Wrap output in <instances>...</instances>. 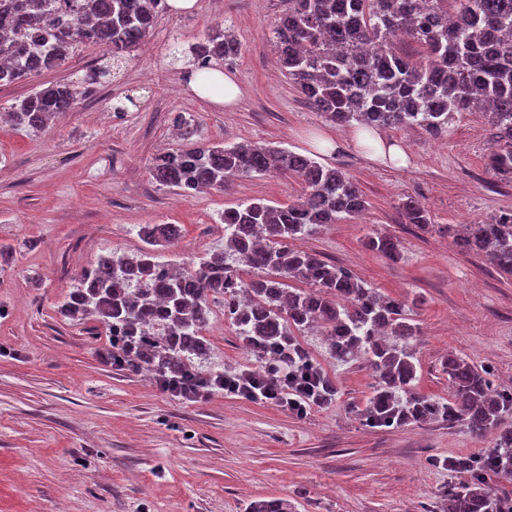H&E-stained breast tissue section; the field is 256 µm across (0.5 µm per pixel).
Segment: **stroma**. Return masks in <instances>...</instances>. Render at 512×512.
<instances>
[{
  "mask_svg": "<svg viewBox=\"0 0 512 512\" xmlns=\"http://www.w3.org/2000/svg\"><path fill=\"white\" fill-rule=\"evenodd\" d=\"M287 7L197 0L189 11L166 10L144 44L45 131L0 123V512H245L269 497L297 512H441L455 477L435 459L484 451L464 426L444 421L363 426L348 408L371 396V369L361 358L336 362L317 336L300 342L338 395L297 417L221 391L194 401L171 396L143 372L112 364L95 322L76 325L58 312L98 256L143 248L139 225H177L178 238L159 254L185 264L223 246L225 209L303 195L300 179L276 173L192 198L159 186L148 165L179 146L172 122L182 113L205 141L284 147L354 179L365 212L292 245L406 301L419 327L411 343L416 392L447 400L451 356L512 384V276L438 230L512 209V174L486 167L494 130L485 114L452 113L438 136L385 130L408 160L370 161L351 127L327 121L272 71L273 29ZM217 26L242 46L222 65L241 90L231 106L199 96L192 61L178 67L170 56ZM111 61L83 45L37 82L77 81ZM410 198L424 205L429 226L406 223L401 205ZM371 233L396 238L400 259L370 250ZM212 312L204 334L219 363L255 367L222 305Z\"/></svg>",
  "mask_w": 512,
  "mask_h": 512,
  "instance_id": "stroma-1",
  "label": "stroma"
}]
</instances>
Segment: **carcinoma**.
Instances as JSON below:
<instances>
[{"label":"carcinoma","instance_id":"1","mask_svg":"<svg viewBox=\"0 0 512 512\" xmlns=\"http://www.w3.org/2000/svg\"><path fill=\"white\" fill-rule=\"evenodd\" d=\"M165 0H22L0 10V86L61 68L81 45L122 58L154 29ZM412 40L426 57L412 62L398 43ZM278 64L297 92L326 120L371 129L419 126L439 135L450 112H485L496 130L489 166L512 173V0H288L274 29ZM241 44L216 27L193 45L201 71L229 61ZM77 86L66 78L42 84L10 106L12 125L40 132L73 109ZM186 146L153 157L152 178L192 197L221 190L228 177L287 172L305 185L300 199L275 207L262 201L224 210L227 249L189 267L159 260L156 247L178 237L175 224H143L149 248L136 256H99L68 290L61 312L72 322L94 320L108 336L114 361L146 367L169 392L196 399L221 384L250 400H274L302 417L336 399L332 379L298 341L316 330L330 355L342 362L365 357L377 378L361 424L389 428L443 420L460 423L477 439L496 432L477 457L439 459L466 475L449 485L443 512H512V499L489 489L485 476L512 479V388L495 389L491 372L450 357L444 363L450 396L443 402L413 391L416 365L410 341L417 335L405 301L379 294L348 270L288 240L325 224L361 214L366 198L338 168L279 146L207 143L183 114L174 118ZM409 224L430 225L414 200L402 203ZM462 250L483 254L512 274V210L484 224L451 225ZM367 247L389 259L399 255L390 236H370ZM254 276L242 280L238 267ZM299 279L309 289L288 288ZM224 303L259 367L228 374L214 361L203 331L211 304ZM248 512H292L282 498L256 501Z\"/></svg>","mask_w":512,"mask_h":512}]
</instances>
